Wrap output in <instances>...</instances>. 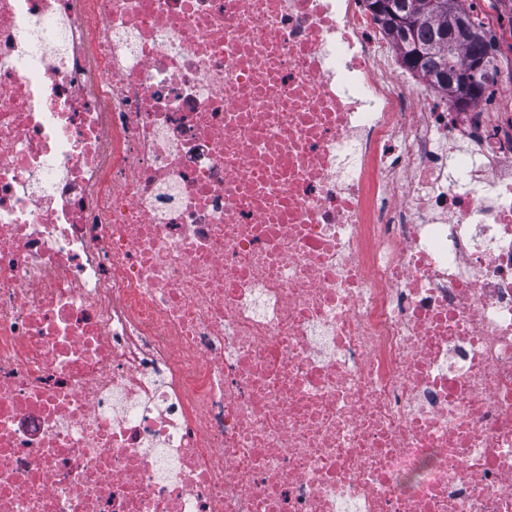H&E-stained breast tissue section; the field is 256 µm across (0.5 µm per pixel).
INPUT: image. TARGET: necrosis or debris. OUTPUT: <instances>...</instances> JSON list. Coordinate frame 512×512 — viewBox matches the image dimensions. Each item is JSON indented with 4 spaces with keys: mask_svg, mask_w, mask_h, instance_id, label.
<instances>
[{
    "mask_svg": "<svg viewBox=\"0 0 512 512\" xmlns=\"http://www.w3.org/2000/svg\"><path fill=\"white\" fill-rule=\"evenodd\" d=\"M365 0H0V512H512V113Z\"/></svg>",
    "mask_w": 512,
    "mask_h": 512,
    "instance_id": "1",
    "label": "necrosis or debris"
}]
</instances>
